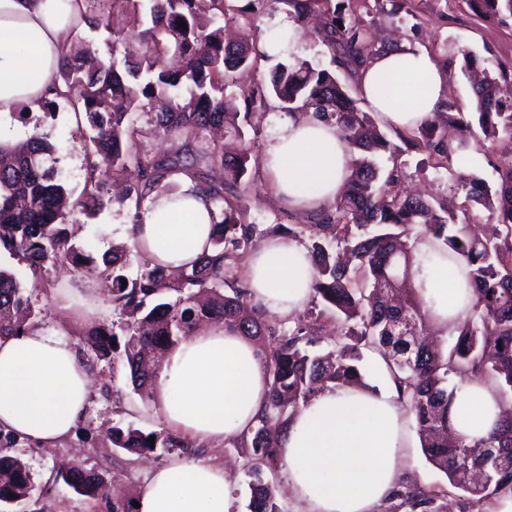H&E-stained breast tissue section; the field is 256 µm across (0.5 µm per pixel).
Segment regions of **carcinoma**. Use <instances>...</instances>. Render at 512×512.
<instances>
[{"mask_svg":"<svg viewBox=\"0 0 512 512\" xmlns=\"http://www.w3.org/2000/svg\"><path fill=\"white\" fill-rule=\"evenodd\" d=\"M326 0H250L240 10L230 0H84L81 20L98 27L115 11L130 12L137 26L112 31L106 42L122 68L99 58L90 43L70 42L49 93L83 112L91 130L86 151L85 192L71 204L49 165L54 145L34 127L19 141H0V249L33 274L61 260L79 272L112 278L110 303L120 321L87 332L91 352L81 354L90 369L123 364L135 391L151 396L159 368L174 345L207 323L254 339L268 380V398L251 430L224 442L244 457L249 512H281L265 475L282 466L281 438L288 421L319 388H371L363 373V352H378L399 399L413 416L422 452L450 485L472 503L512 491V157L494 166L489 185L463 169L454 174L458 211L448 199L391 194L397 168L385 174L379 158L424 151L434 169H446L473 136L463 114L436 112L392 142L374 114L336 72L293 58L276 65L267 81L257 80L239 109L229 92L253 76L267 57L261 45L263 19L289 6L300 21L324 18L318 38L332 63L356 78L358 68L388 45L371 27L321 10ZM479 19L512 25V0H466ZM185 26H179V22ZM478 126L486 139L512 140V86L485 76L473 83ZM312 114L336 127L351 148V173L340 195L313 224H243L237 215L252 181L246 178L255 139L239 153H224L211 137L220 127L244 137L258 132L271 112ZM163 137L174 149L159 155L148 140ZM138 180L126 193L134 202L129 241L112 246L96 263L76 245L81 225L74 213L99 210L110 201L112 180L129 169ZM192 179L218 210L211 252L179 268L151 260L137 239L142 206L152 195L180 193L179 176ZM485 207L494 224L458 220L468 206ZM287 237L308 251L314 270L309 306L285 327L266 317L238 266V257L271 237ZM428 239L448 264L460 269L474 303L455 321L456 337L445 348L418 337L429 325L412 287L413 267L422 262L417 244ZM137 263L136 274L125 268ZM18 275L0 268V338L19 336L39 325L43 309ZM340 327L336 344L320 347L317 323L323 314ZM473 376L499 393L504 413L487 437L473 442L453 433L450 408L461 385ZM154 441H149L150 437ZM112 447L137 455L176 454L187 443L162 427L144 431L118 422L108 435ZM486 470L475 484L473 471ZM77 494L100 501L108 512H135L132 501L110 497L111 479L75 464L56 475ZM35 485L18 454H0V512L29 502ZM393 508L438 512L436 494L420 488L393 492Z\"/></svg>","mask_w":512,"mask_h":512,"instance_id":"cac0c4a2","label":"carcinoma"}]
</instances>
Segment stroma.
I'll return each instance as SVG.
<instances>
[{"label":"stroma","instance_id":"1","mask_svg":"<svg viewBox=\"0 0 512 512\" xmlns=\"http://www.w3.org/2000/svg\"><path fill=\"white\" fill-rule=\"evenodd\" d=\"M342 5L348 15L375 28L383 35L399 29L401 40L429 53L445 70L444 98L455 111L472 112L473 94L464 75V55H471L491 75L501 67L512 65V27L494 26L476 18L464 0H331ZM14 139L25 138L33 129L47 133L55 146L57 178L67 188L71 198H79L85 184V160L82 135L87 123L84 115L75 113L64 100L52 108L28 111L25 117L6 118ZM403 173L396 184L397 191L418 190L424 193H446L452 184L448 173H434L427 156L410 152L401 158ZM134 205L108 207L94 216L77 214L82 229L76 239L78 246L94 258L112 245L127 242L134 222ZM245 222L254 224H306L308 215L289 211L277 204L263 173H256L254 186L246 201ZM98 290V321L112 322L116 318L107 300L110 284L102 278L91 279L73 271L65 263L47 266L36 280L38 305L43 309L42 329L63 336L75 346H82V335L88 325L67 317L55 301L57 293L71 289L80 291L88 285ZM134 422L143 430L158 429L160 417L149 402L132 389L127 369L99 365L93 371L90 405L84 420L70 436L53 444L38 446L22 440L15 447L27 461L36 486L28 512H106L102 505L76 494L54 475L61 463L74 462L111 477L117 492L137 495L152 470L168 464V457L142 458L113 448L105 436L113 421ZM186 460L222 466L228 490L234 499L236 512H248L247 477L244 459L236 449L223 443L198 442L185 455ZM399 485L417 486L434 491L437 506L448 512H474L465 495L452 488L444 473L426 461L419 441H412L406 451L398 479Z\"/></svg>","mask_w":512,"mask_h":512}]
</instances>
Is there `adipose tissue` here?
Listing matches in <instances>:
<instances>
[{
  "mask_svg": "<svg viewBox=\"0 0 512 512\" xmlns=\"http://www.w3.org/2000/svg\"><path fill=\"white\" fill-rule=\"evenodd\" d=\"M80 0H0V118L26 103L39 107L78 22ZM359 88L380 121L418 127L444 101L443 76L425 51L402 43L375 55ZM350 151L335 127L307 116H279L261 167L279 201L295 211L333 203L349 173ZM184 198L147 200L139 237L173 267L209 249L213 204L184 181ZM246 278L266 308L289 315L311 293L306 249L281 238L263 242ZM425 307L446 328L472 304L463 275L435 260L415 275ZM91 376L77 348L31 329L0 340V429L37 444L70 435L89 406ZM266 374L253 340L219 326L202 328L171 350L152 391L162 421L189 438L221 441L246 433L267 400ZM500 414L494 392L465 383L451 407L462 436L487 435ZM408 419L395 390H319L299 408L281 440L288 484L305 512H371L397 487ZM136 512H232L222 467L178 460L154 470L140 488Z\"/></svg>",
  "mask_w": 512,
  "mask_h": 512,
  "instance_id": "obj_1",
  "label": "adipose tissue"
}]
</instances>
